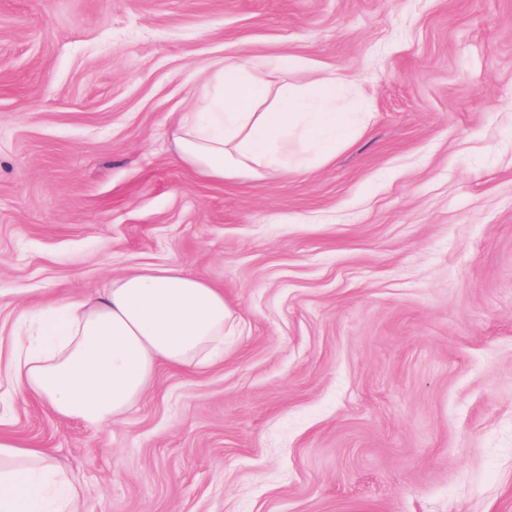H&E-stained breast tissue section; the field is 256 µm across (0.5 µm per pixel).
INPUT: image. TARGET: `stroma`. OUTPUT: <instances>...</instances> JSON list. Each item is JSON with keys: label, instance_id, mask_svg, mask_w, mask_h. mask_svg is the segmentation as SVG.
Instances as JSON below:
<instances>
[{"label": "stroma", "instance_id": "35a3bbf8", "mask_svg": "<svg viewBox=\"0 0 512 512\" xmlns=\"http://www.w3.org/2000/svg\"><path fill=\"white\" fill-rule=\"evenodd\" d=\"M353 83L326 164L200 178L215 63ZM174 263L224 360L89 427L0 380L76 512H512V0H0V366L45 304Z\"/></svg>", "mask_w": 512, "mask_h": 512}]
</instances>
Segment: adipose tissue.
I'll return each instance as SVG.
<instances>
[{
  "mask_svg": "<svg viewBox=\"0 0 512 512\" xmlns=\"http://www.w3.org/2000/svg\"><path fill=\"white\" fill-rule=\"evenodd\" d=\"M214 79L215 94L198 96L174 120L179 157L203 179L288 168L299 145L326 163L360 131L356 113L336 109L343 73L323 72L309 95L287 83L271 89L259 71L232 63ZM235 331L222 289L173 264L144 266L99 295L43 306L36 336L15 345L8 374L58 416L97 427L140 400L158 366L223 360L224 338ZM76 497L40 450L0 437V512H72Z\"/></svg>",
  "mask_w": 512,
  "mask_h": 512,
  "instance_id": "obj_1",
  "label": "adipose tissue"
}]
</instances>
